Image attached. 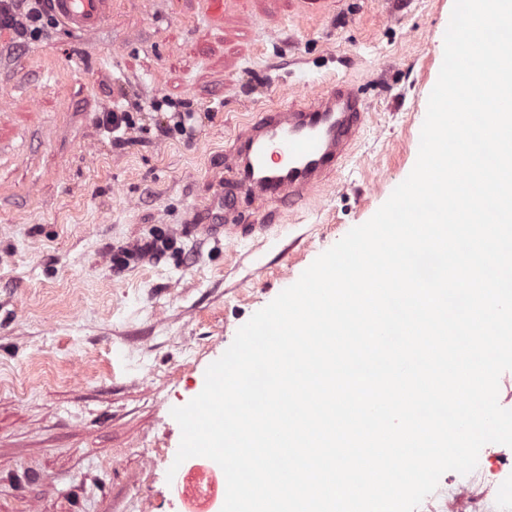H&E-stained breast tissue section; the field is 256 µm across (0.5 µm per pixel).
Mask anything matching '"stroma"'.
Instances as JSON below:
<instances>
[{"mask_svg":"<svg viewBox=\"0 0 512 512\" xmlns=\"http://www.w3.org/2000/svg\"><path fill=\"white\" fill-rule=\"evenodd\" d=\"M454 0H112L92 36L0 31V512H182L173 408L238 329L413 169ZM367 102L360 140L293 210L227 245L186 230L244 123L331 79ZM136 125L116 143L103 114ZM193 113L192 137L162 134ZM162 232L160 259L112 253Z\"/></svg>","mask_w":512,"mask_h":512,"instance_id":"obj_1","label":"stroma"}]
</instances>
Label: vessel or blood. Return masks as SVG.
Here are the masks:
<instances>
[{"instance_id": "vessel-or-blood-1", "label": "vessel or blood", "mask_w": 512, "mask_h": 512, "mask_svg": "<svg viewBox=\"0 0 512 512\" xmlns=\"http://www.w3.org/2000/svg\"><path fill=\"white\" fill-rule=\"evenodd\" d=\"M69 30L91 34L109 17L112 0H51ZM366 107L336 80L301 102L257 113L224 156V177L210 202L192 213L193 230L242 237L234 200L245 193L267 204L306 203L336 173L357 141Z\"/></svg>"}]
</instances>
